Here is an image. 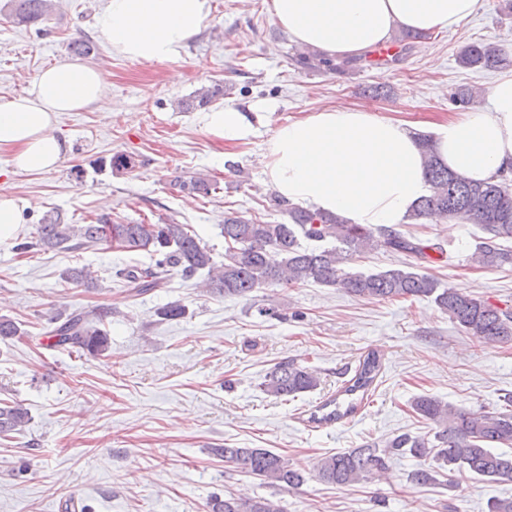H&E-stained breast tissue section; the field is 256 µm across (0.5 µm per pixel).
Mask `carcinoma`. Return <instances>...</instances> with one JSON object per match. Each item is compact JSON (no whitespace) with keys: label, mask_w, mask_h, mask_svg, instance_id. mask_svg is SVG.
I'll list each match as a JSON object with an SVG mask.
<instances>
[{"label":"carcinoma","mask_w":512,"mask_h":512,"mask_svg":"<svg viewBox=\"0 0 512 512\" xmlns=\"http://www.w3.org/2000/svg\"><path fill=\"white\" fill-rule=\"evenodd\" d=\"M54 8L53 0H5V12L20 26L29 27L43 21ZM506 60L496 43L478 42L465 46L458 63L471 69L493 70ZM224 94L220 81L201 88L192 98L181 102L185 110L201 108ZM426 156L430 193L417 206L412 220L438 223L459 219L475 224L484 232L476 244L472 261L480 267L512 264V250L503 243L512 241V181L506 177L491 182L473 183L450 172L436 158L432 136L420 135ZM173 186L179 191L209 194L211 179L202 173L177 178ZM270 202L284 222H266L239 215L224 217V262L215 265L211 251L201 245L186 224H114L109 216H100L94 224H68L62 215L49 211L43 215L36 233L19 244V250L51 251L81 249L96 245L117 246L128 251H144L154 259L147 268H124L116 271L130 290L146 294L161 287L169 272L176 270L185 277L207 272L204 287L226 298H243L272 285L314 283L342 288L348 294L370 300L421 298L432 301L449 319L480 342L512 341V306H500L472 297L453 286L443 285L426 272L429 251L443 248L396 229L372 228L346 224L339 217L320 210L297 206L274 195ZM382 248L406 254L415 263L406 268H391L376 273L351 272L344 268L354 256ZM66 279L80 287H100V277L86 266L73 267ZM186 306L179 300L156 311L162 320L184 317ZM112 312L92 309L74 312L64 319L49 320V338L53 345L90 355H102L109 348L106 330ZM25 335L21 324L0 316V339ZM380 356L367 353L344 382L336 396L325 400L310 413L308 422L324 425L353 414L369 397L380 374ZM320 385L316 371L293 361L276 364L265 376L264 391L277 398H295ZM349 398L340 409L339 397ZM504 408L495 411H471L446 403L436 397L419 395L411 408L433 431V439L400 434L380 445L365 443L321 458L314 466L316 477L332 486H350L374 479L384 473L392 456L410 453L415 458L433 457L440 469L419 467L411 478L419 484L437 480L440 470L448 468V477L457 473L512 481V453L498 451L512 447V395L504 397ZM29 421L27 408L19 403L0 406V439L19 433ZM238 471L265 480L273 487L297 489L305 482V469L288 462L267 448H215ZM208 512H283L274 497L243 498L232 494L213 495L207 502Z\"/></svg>","instance_id":"obj_1"}]
</instances>
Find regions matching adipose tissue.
Here are the masks:
<instances>
[{"label":"adipose tissue","instance_id":"obj_1","mask_svg":"<svg viewBox=\"0 0 512 512\" xmlns=\"http://www.w3.org/2000/svg\"><path fill=\"white\" fill-rule=\"evenodd\" d=\"M485 0H271L276 24L297 47L338 59L358 58L392 41L396 30H444L467 21ZM209 0H106L95 26L112 54L146 62L178 58L207 26ZM105 83L91 65L65 60L41 71L24 94L0 102V149L15 171L55 169L71 150L55 128L60 113L102 105ZM489 106L443 126L440 161L474 182L512 174V73L488 89ZM208 135L248 139V115L215 105L198 113ZM263 175L292 204L310 205L350 224L395 228L408 223L429 192L424 158L404 123L356 108L321 107L275 128Z\"/></svg>","mask_w":512,"mask_h":512}]
</instances>
